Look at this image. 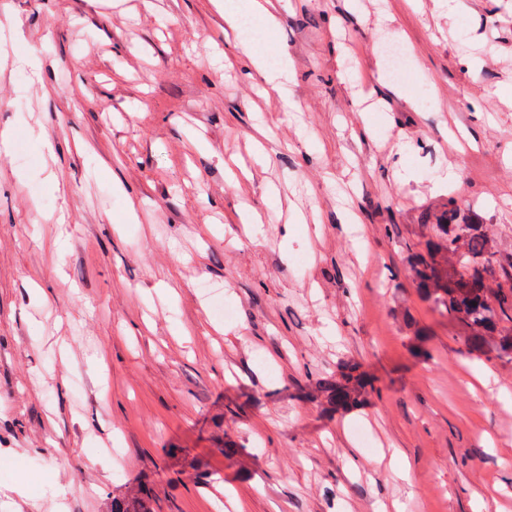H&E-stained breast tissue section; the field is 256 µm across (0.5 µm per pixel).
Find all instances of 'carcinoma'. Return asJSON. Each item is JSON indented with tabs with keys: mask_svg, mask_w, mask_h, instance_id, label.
<instances>
[{
	"mask_svg": "<svg viewBox=\"0 0 512 512\" xmlns=\"http://www.w3.org/2000/svg\"><path fill=\"white\" fill-rule=\"evenodd\" d=\"M489 218L454 194L427 213L429 235L404 256L421 297L482 350L486 337H498L497 355L512 359V253L495 249L484 227ZM328 402L338 409L356 404L374 381L354 360L320 377Z\"/></svg>",
	"mask_w": 512,
	"mask_h": 512,
	"instance_id": "obj_1",
	"label": "carcinoma"
}]
</instances>
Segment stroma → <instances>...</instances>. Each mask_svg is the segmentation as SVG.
Returning a JSON list of instances; mask_svg holds the SVG:
<instances>
[{
    "label": "stroma",
    "mask_w": 512,
    "mask_h": 512,
    "mask_svg": "<svg viewBox=\"0 0 512 512\" xmlns=\"http://www.w3.org/2000/svg\"><path fill=\"white\" fill-rule=\"evenodd\" d=\"M260 3L0 0V489L512 512V361L403 261L451 192L512 251V0ZM342 359L381 394L331 409L306 373Z\"/></svg>",
    "instance_id": "1"
}]
</instances>
